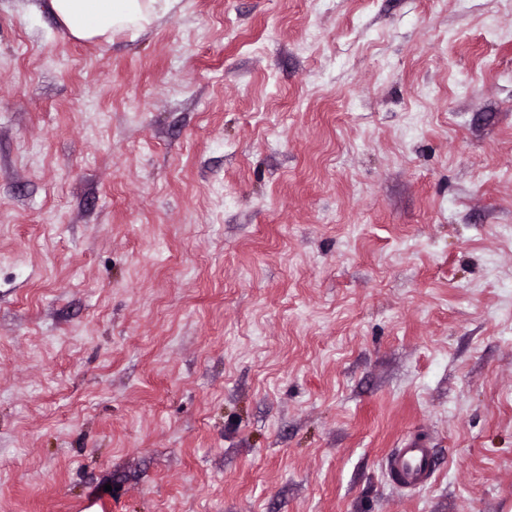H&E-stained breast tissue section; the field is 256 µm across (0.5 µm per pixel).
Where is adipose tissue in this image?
<instances>
[{
	"instance_id": "obj_1",
	"label": "adipose tissue",
	"mask_w": 512,
	"mask_h": 512,
	"mask_svg": "<svg viewBox=\"0 0 512 512\" xmlns=\"http://www.w3.org/2000/svg\"><path fill=\"white\" fill-rule=\"evenodd\" d=\"M174 0H47L65 36L111 45L116 35L144 29Z\"/></svg>"
}]
</instances>
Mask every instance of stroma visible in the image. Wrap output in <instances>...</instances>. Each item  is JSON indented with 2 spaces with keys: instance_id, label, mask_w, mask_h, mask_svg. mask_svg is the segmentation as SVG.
<instances>
[{
  "instance_id": "obj_1",
  "label": "stroma",
  "mask_w": 512,
  "mask_h": 512,
  "mask_svg": "<svg viewBox=\"0 0 512 512\" xmlns=\"http://www.w3.org/2000/svg\"><path fill=\"white\" fill-rule=\"evenodd\" d=\"M0 512H512V0H0ZM46 1L65 36L108 46L118 34L144 29L153 15L166 13L180 0ZM434 465L433 448L419 439H409L388 458L387 474L401 488L416 490L431 480Z\"/></svg>"
}]
</instances>
